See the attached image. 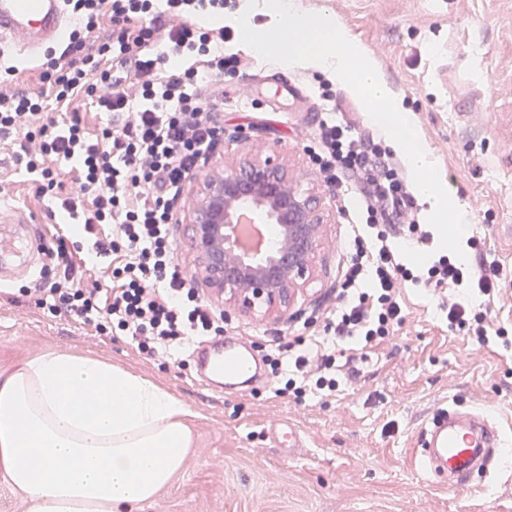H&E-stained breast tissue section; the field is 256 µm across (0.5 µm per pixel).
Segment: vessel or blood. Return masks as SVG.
<instances>
[{
	"label": "vessel or blood",
	"mask_w": 512,
	"mask_h": 512,
	"mask_svg": "<svg viewBox=\"0 0 512 512\" xmlns=\"http://www.w3.org/2000/svg\"><path fill=\"white\" fill-rule=\"evenodd\" d=\"M71 23L64 0H0V41L9 40L23 59H38ZM194 354L202 366L223 373L228 384L253 371L251 360L227 342H198ZM423 436L422 448L415 451L422 472L447 475L452 487L469 485L474 471H490L503 458V439L487 417L453 404L434 413Z\"/></svg>",
	"instance_id": "1"
}]
</instances>
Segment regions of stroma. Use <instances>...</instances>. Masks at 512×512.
<instances>
[{"label":"stroma","mask_w":512,"mask_h":512,"mask_svg":"<svg viewBox=\"0 0 512 512\" xmlns=\"http://www.w3.org/2000/svg\"><path fill=\"white\" fill-rule=\"evenodd\" d=\"M301 11L331 12L375 62L430 149V160L454 200L471 215L468 235L483 238L499 271L491 298L481 299L492 326L508 336L479 344L472 331L449 330L447 293L403 289L405 324L378 345L343 346L355 370L330 395L302 400L269 388L212 390L196 382L188 348L149 358L120 332L96 335L82 318L20 295L41 276L43 251L55 246L57 205L40 194L15 155L20 140L0 134V206L30 213L27 257L0 259V373L46 351L90 354L147 375L196 413L197 446L148 512H512V458L470 486L449 487L413 462L421 430L444 401L485 413L512 440V0H295ZM242 60L224 78V104L211 119L224 135L207 166H241L276 155L293 185L312 196L326 220L315 278L280 319L227 313L224 333L257 358L297 340L325 336L326 314L357 233L344 207L350 193L326 186L308 148L323 113L374 130L364 105L335 76L300 64L264 62L230 39ZM299 100L272 92L277 75ZM192 187L175 204L176 259L195 273L187 228ZM295 425L303 446L287 453L272 427Z\"/></svg>","instance_id":"obj_1"}]
</instances>
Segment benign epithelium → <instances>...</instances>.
I'll return each instance as SVG.
<instances>
[{"label":"benign epithelium","instance_id":"7a95c632","mask_svg":"<svg viewBox=\"0 0 512 512\" xmlns=\"http://www.w3.org/2000/svg\"><path fill=\"white\" fill-rule=\"evenodd\" d=\"M244 211L259 224L277 225L266 250H239L235 225ZM323 224L312 198L267 157L202 175L188 240L207 282L236 313L280 317L310 278Z\"/></svg>","mask_w":512,"mask_h":512}]
</instances>
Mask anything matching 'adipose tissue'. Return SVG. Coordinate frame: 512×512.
<instances>
[{"instance_id": "obj_1", "label": "adipose tissue", "mask_w": 512, "mask_h": 512, "mask_svg": "<svg viewBox=\"0 0 512 512\" xmlns=\"http://www.w3.org/2000/svg\"><path fill=\"white\" fill-rule=\"evenodd\" d=\"M192 415L149 377L47 351L0 373V478L28 512H147L196 446Z\"/></svg>"}]
</instances>
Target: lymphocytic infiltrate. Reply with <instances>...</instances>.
I'll return each mask as SVG.
<instances>
[{
    "instance_id": "1",
    "label": "lymphocytic infiltrate",
    "mask_w": 512,
    "mask_h": 512,
    "mask_svg": "<svg viewBox=\"0 0 512 512\" xmlns=\"http://www.w3.org/2000/svg\"><path fill=\"white\" fill-rule=\"evenodd\" d=\"M74 24L66 48L40 73L36 93L0 89V132L23 137L18 159L41 184L58 188L51 160L74 162V187L58 208L94 238L96 255L117 256L111 287L87 282L84 261L65 240L46 250L44 271L58 272L50 290L40 281L22 296L84 318L99 334L125 332L140 352L153 356L192 337L219 336L224 313L197 294L176 263L172 201L180 185L220 141L223 130L209 118L221 104L224 75L242 60L225 54L227 27L206 23L224 13V0H65ZM186 67H174V60ZM113 113L122 125L91 135L79 117L58 125L43 114L48 104L68 108L77 98ZM311 160L323 180L350 188L370 236L354 239L338 283V304L325 329L333 341H382L404 324L400 288L423 282L431 288L464 285L489 295L494 282L480 240L467 244L466 265L443 256L418 278L402 262L394 238L430 244L431 231L416 223L404 169L372 135L347 121L324 117ZM281 379L276 393L302 397L307 388L339 386L336 351L309 344L288 359L269 360Z\"/></svg>"
}]
</instances>
